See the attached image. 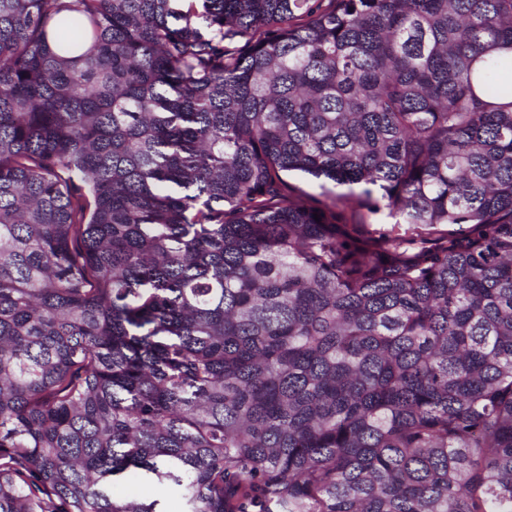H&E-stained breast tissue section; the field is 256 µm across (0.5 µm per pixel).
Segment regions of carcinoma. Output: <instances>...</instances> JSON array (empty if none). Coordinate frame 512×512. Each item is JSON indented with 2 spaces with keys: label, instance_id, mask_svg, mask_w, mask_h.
I'll return each instance as SVG.
<instances>
[{
  "label": "carcinoma",
  "instance_id": "1",
  "mask_svg": "<svg viewBox=\"0 0 512 512\" xmlns=\"http://www.w3.org/2000/svg\"><path fill=\"white\" fill-rule=\"evenodd\" d=\"M123 473L512 512V0H0V512Z\"/></svg>",
  "mask_w": 512,
  "mask_h": 512
}]
</instances>
